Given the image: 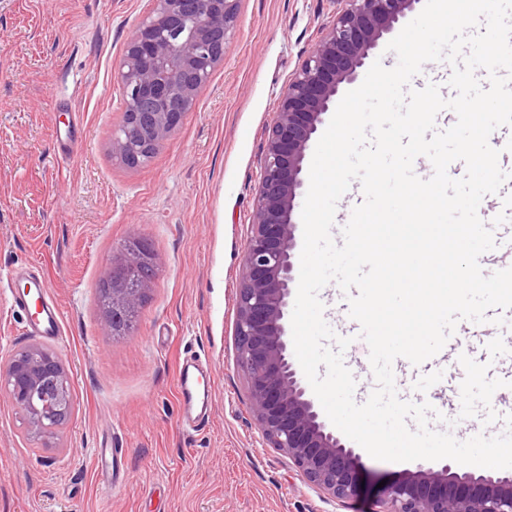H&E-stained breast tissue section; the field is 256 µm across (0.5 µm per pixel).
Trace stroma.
Masks as SVG:
<instances>
[{
  "label": "stroma",
  "instance_id": "1",
  "mask_svg": "<svg viewBox=\"0 0 512 512\" xmlns=\"http://www.w3.org/2000/svg\"><path fill=\"white\" fill-rule=\"evenodd\" d=\"M150 0H0V283L35 273L59 304L74 411L29 436L0 389V512H367L375 479L416 462L363 455L373 482L340 502L271 448L236 366L245 246L277 100L322 31L332 0H238L224 62L145 164L112 156L125 105L116 73ZM74 134L70 160L56 134ZM158 274L130 333L101 324L97 285L131 238ZM471 345L488 378L512 370V341L481 323ZM0 291V356L37 343ZM205 360L209 422L184 429L183 359ZM121 449L103 478L99 448Z\"/></svg>",
  "mask_w": 512,
  "mask_h": 512
}]
</instances>
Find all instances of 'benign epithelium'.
Wrapping results in <instances>:
<instances>
[{
  "label": "benign epithelium",
  "mask_w": 512,
  "mask_h": 512,
  "mask_svg": "<svg viewBox=\"0 0 512 512\" xmlns=\"http://www.w3.org/2000/svg\"><path fill=\"white\" fill-rule=\"evenodd\" d=\"M237 0H152L118 67L125 117L112 133V154L141 165L191 112L236 23ZM339 5L280 96L268 130L238 289L236 365L249 408L271 447L288 455L302 479L345 502L359 496L365 467L322 420L290 354L286 327L294 282L296 209L305 187L307 154L325 116L336 110L342 85L354 81L379 40L419 0H334ZM157 274L155 254L129 242L106 266L98 295L113 334L138 314ZM27 431L41 437L62 426L72 396L70 368L55 351L31 344L0 358V385ZM369 512H512V474L475 475L420 465L384 485Z\"/></svg>",
  "instance_id": "7a95c632"
}]
</instances>
